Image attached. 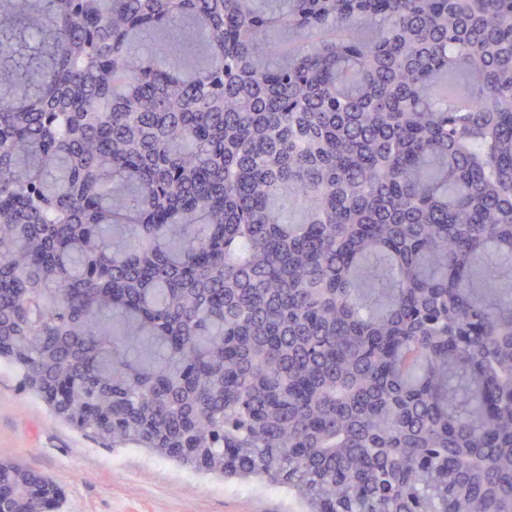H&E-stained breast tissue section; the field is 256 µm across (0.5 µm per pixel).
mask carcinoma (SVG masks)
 <instances>
[{
    "label": "carcinoma",
    "mask_w": 512,
    "mask_h": 512,
    "mask_svg": "<svg viewBox=\"0 0 512 512\" xmlns=\"http://www.w3.org/2000/svg\"><path fill=\"white\" fill-rule=\"evenodd\" d=\"M0 362L303 512H512V0H5Z\"/></svg>",
    "instance_id": "carcinoma-1"
}]
</instances>
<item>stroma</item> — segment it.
Here are the masks:
<instances>
[{
	"mask_svg": "<svg viewBox=\"0 0 512 512\" xmlns=\"http://www.w3.org/2000/svg\"><path fill=\"white\" fill-rule=\"evenodd\" d=\"M47 475L61 491L59 512H292L281 488L202 476L134 449L99 447L53 421L44 404L0 366V455Z\"/></svg>",
	"mask_w": 512,
	"mask_h": 512,
	"instance_id": "stroma-1",
	"label": "stroma"
}]
</instances>
